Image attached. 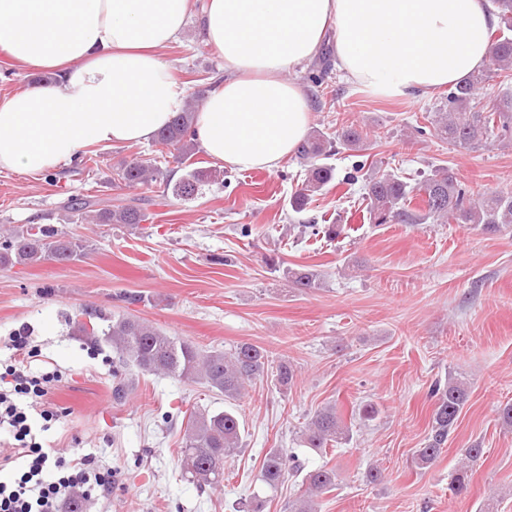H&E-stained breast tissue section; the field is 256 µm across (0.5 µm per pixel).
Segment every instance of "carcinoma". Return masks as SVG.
Wrapping results in <instances>:
<instances>
[{"label": "carcinoma", "mask_w": 512, "mask_h": 512, "mask_svg": "<svg viewBox=\"0 0 512 512\" xmlns=\"http://www.w3.org/2000/svg\"><path fill=\"white\" fill-rule=\"evenodd\" d=\"M498 19L492 31L493 49L485 69L470 74L448 87L442 111L432 118L437 134L450 144L466 149L485 147L489 143L512 141V90L497 94L493 104L479 106V91L490 81L512 78V0H492ZM196 109L189 105L155 136L159 152L167 151L185 164L195 154ZM339 142L350 150H360L363 135L356 129L342 131ZM335 144L324 132L313 131L298 150V158L306 163L305 186L295 192L290 205L301 212L311 196L334 178L333 169L316 163V158L329 153ZM117 181L136 187L164 180L163 172L144 161L133 159L117 168ZM206 174L191 169L173 187L175 196L188 199L198 191ZM369 220L377 225L391 222L423 224L429 220L441 224H461L486 235L512 234V191H493L473 198V194L443 168L431 171L411 186L394 174L371 173L364 184ZM76 211L93 209L89 215L94 224H140L148 219L145 209L134 201L122 198L115 203L94 208L89 200L76 199ZM312 234L334 240L343 232L340 224H311ZM84 255L81 242L71 235L47 227L29 224L0 236V265L29 266L52 260L60 263L77 260ZM288 279L301 290L320 287L314 270L290 269ZM122 358L140 371L198 382L224 395L230 403L240 398L257 379L272 375L277 385L288 388L295 370L286 361L270 359L268 351L252 343H240L228 351L200 349L177 336H169L153 324L131 317H119L103 331ZM434 407L431 429L425 446L418 451L421 465L436 462L448 441L451 430L468 402L467 383L448 374V382H435L430 390ZM351 429L326 407L316 412L301 434L306 448L324 452L350 439ZM242 437L236 415L221 412L194 411L187 417L180 464L183 474L201 488H216L224 483V465L241 449ZM482 449L465 450V462L456 470L451 488L461 492L467 488V467ZM298 468L294 457L280 448H271L264 456L261 481L275 490L290 470ZM336 470L322 466L306 474V496L296 500L291 512H314V498L336 486Z\"/></svg>", "instance_id": "obj_1"}]
</instances>
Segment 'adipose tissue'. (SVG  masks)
Segmentation results:
<instances>
[{"mask_svg":"<svg viewBox=\"0 0 512 512\" xmlns=\"http://www.w3.org/2000/svg\"><path fill=\"white\" fill-rule=\"evenodd\" d=\"M188 2L0 0V54L59 78L0 100V171L37 175L91 144L149 142L183 105L160 51ZM494 21L482 0H205L202 39L231 76L205 98L196 139L219 164L274 169L311 123L289 74L323 41L361 92L411 98L485 68Z\"/></svg>","mask_w":512,"mask_h":512,"instance_id":"1","label":"adipose tissue"}]
</instances>
